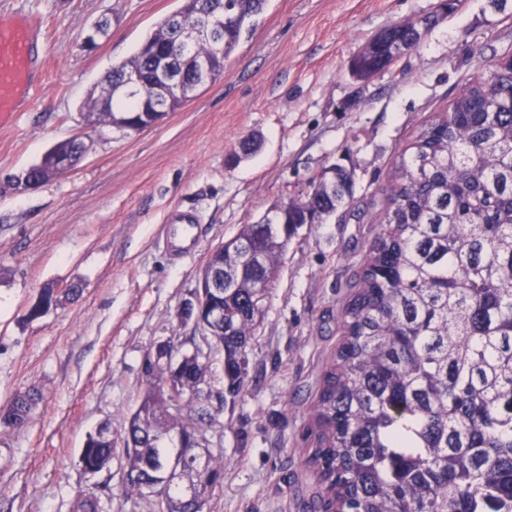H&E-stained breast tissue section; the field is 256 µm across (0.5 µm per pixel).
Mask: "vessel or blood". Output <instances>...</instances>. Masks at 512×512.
Listing matches in <instances>:
<instances>
[{
    "label": "vessel or blood",
    "mask_w": 512,
    "mask_h": 512,
    "mask_svg": "<svg viewBox=\"0 0 512 512\" xmlns=\"http://www.w3.org/2000/svg\"><path fill=\"white\" fill-rule=\"evenodd\" d=\"M43 34L32 14L17 11L0 16V115L28 107L42 81L39 44ZM167 249L180 254L197 241V218L188 211L176 212L161 229Z\"/></svg>",
    "instance_id": "obj_1"
}]
</instances>
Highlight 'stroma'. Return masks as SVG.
<instances>
[{
	"mask_svg": "<svg viewBox=\"0 0 512 512\" xmlns=\"http://www.w3.org/2000/svg\"><path fill=\"white\" fill-rule=\"evenodd\" d=\"M439 4L267 0L223 76L184 107L139 133L92 132L74 170L24 190L5 176L80 132L91 89L181 2L0 0V15L39 20L47 70L30 107L0 120V403L29 388L43 395L25 428L0 430V512H72L81 489L103 512H153L151 498L124 494L122 457L89 474L81 448L106 421L123 448L144 359L191 334L177 313L211 250L275 202L304 198L310 178L336 165L353 176V202L289 240L249 341L246 390L204 430L225 464L207 512H320L304 435L380 231L390 170L418 128L512 56V0H461L447 16ZM106 15L107 34L82 48ZM409 22L420 41L355 80L350 63L367 42ZM175 208L200 217L199 244L179 259L160 242ZM74 284L80 296L28 319L42 288Z\"/></svg>",
	"mask_w": 512,
	"mask_h": 512,
	"instance_id": "1",
	"label": "stroma"
}]
</instances>
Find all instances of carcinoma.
<instances>
[{"instance_id": "cac0c4a2", "label": "carcinoma", "mask_w": 512, "mask_h": 512, "mask_svg": "<svg viewBox=\"0 0 512 512\" xmlns=\"http://www.w3.org/2000/svg\"><path fill=\"white\" fill-rule=\"evenodd\" d=\"M223 45L214 50L198 32L196 0H181L135 53L115 64L101 88H117L137 73L157 82L159 70L184 75L167 99L149 92L112 95L95 126L124 129L141 113L177 111L201 85L196 58L224 74V61L251 33L266 0H222ZM196 34V57L173 53L182 34ZM421 34L393 24L371 38L352 61L365 80L386 68L392 51L416 44ZM72 137L48 148L29 167L54 177V159L75 153ZM353 200L351 174L331 167L311 180L305 199L273 206L256 224L241 225L210 266L232 275L224 289V315L214 321L212 349L224 365L223 395L245 390L247 344L275 279L288 234L316 224ZM381 230L345 309L344 341L325 373L315 407L314 449L308 462L319 473L316 492L324 512H512V58H501L489 77L468 84L449 107L423 125L394 163ZM45 288L29 317L57 304ZM210 366L184 352L168 374L147 359L137 408L126 422L125 491L142 495L172 462H183L155 512H205L224 477V458L210 455L192 467L194 444L215 416L197 396L178 413L171 391L211 384ZM39 400L19 391L0 404V426L20 428ZM116 449L112 423L88 436L79 463L96 473L110 469ZM72 512H101L92 492H79Z\"/></svg>"}]
</instances>
